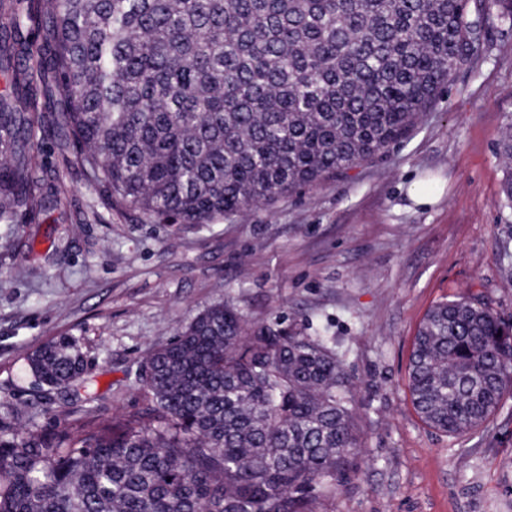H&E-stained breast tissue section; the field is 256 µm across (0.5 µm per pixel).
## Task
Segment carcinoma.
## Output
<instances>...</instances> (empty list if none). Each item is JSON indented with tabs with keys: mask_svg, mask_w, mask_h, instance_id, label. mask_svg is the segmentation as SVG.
Listing matches in <instances>:
<instances>
[{
	"mask_svg": "<svg viewBox=\"0 0 512 512\" xmlns=\"http://www.w3.org/2000/svg\"><path fill=\"white\" fill-rule=\"evenodd\" d=\"M498 13H491V6ZM512 0H32L0 38V224L57 208L46 139L111 202L210 224L346 172L415 124L486 51ZM512 210V122L497 143ZM38 389L87 391L52 429L0 434V512H316L362 431L336 341L217 303L152 350L112 414L77 340L27 356ZM421 421L452 438L512 392V322L474 292L432 306L407 365Z\"/></svg>",
	"mask_w": 512,
	"mask_h": 512,
	"instance_id": "obj_1",
	"label": "carcinoma"
}]
</instances>
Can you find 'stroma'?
<instances>
[{"label": "stroma", "mask_w": 512, "mask_h": 512, "mask_svg": "<svg viewBox=\"0 0 512 512\" xmlns=\"http://www.w3.org/2000/svg\"><path fill=\"white\" fill-rule=\"evenodd\" d=\"M512 121V27L460 70L415 125L347 173L211 224H161L90 188L55 143L68 189L33 224H0V432L46 428L26 356L47 338L78 339L112 402L138 405L147 353L227 301L252 323L297 324L343 354L359 399L357 474L319 512H512V397L483 430L451 438L419 421L407 357L430 306L466 290L512 318V273L498 260L505 214L496 145ZM428 181L433 203L415 204Z\"/></svg>", "instance_id": "1"}]
</instances>
